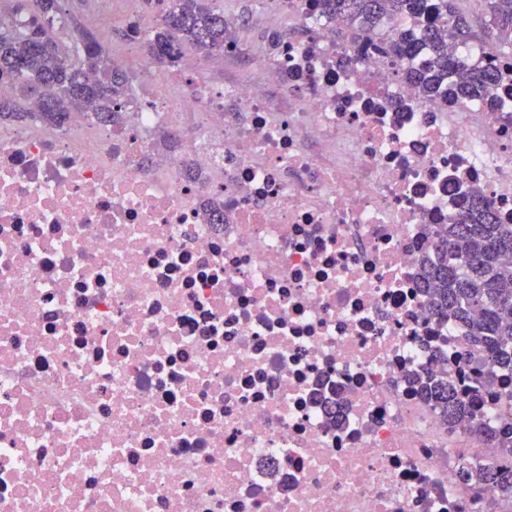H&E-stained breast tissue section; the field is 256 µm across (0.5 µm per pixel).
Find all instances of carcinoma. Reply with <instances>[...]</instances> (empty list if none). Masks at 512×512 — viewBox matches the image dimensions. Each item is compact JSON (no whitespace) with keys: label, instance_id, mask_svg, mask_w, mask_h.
I'll return each instance as SVG.
<instances>
[{"label":"carcinoma","instance_id":"carcinoma-1","mask_svg":"<svg viewBox=\"0 0 512 512\" xmlns=\"http://www.w3.org/2000/svg\"><path fill=\"white\" fill-rule=\"evenodd\" d=\"M17 24L0 25V79L12 81L14 95L0 98V123L37 119L64 127L80 114L98 124H118L119 110L131 93L128 75L112 63L91 31L80 30L66 43L59 32L66 25L60 0H7ZM218 0H146L158 11L156 23L140 32L121 28L127 39L143 41L148 56L161 66L175 67L191 48L203 58L224 53L234 44ZM323 14L339 17L345 28L360 34L384 33L391 52L411 54L418 42L428 46L430 65L409 71L422 99L476 98L488 92L500 75L481 62L458 55L473 37V24L458 0H320ZM490 23L487 38L512 46V0H484ZM453 27L456 41L442 32ZM37 100L33 113L26 103ZM423 288L433 316L462 322L467 336L492 366L512 371V224H499L484 198L476 194L453 224H440L421 260ZM426 401L451 425L473 418L474 400H465L442 375L418 380ZM493 449L461 478L474 493L493 483L512 498V421L493 432L475 430Z\"/></svg>","mask_w":512,"mask_h":512}]
</instances>
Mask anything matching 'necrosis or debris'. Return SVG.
Wrapping results in <instances>:
<instances>
[{"label": "necrosis or debris", "instance_id": "1", "mask_svg": "<svg viewBox=\"0 0 512 512\" xmlns=\"http://www.w3.org/2000/svg\"><path fill=\"white\" fill-rule=\"evenodd\" d=\"M287 9L232 80L139 57L122 128L0 124V512H512L458 477L512 374L418 271L471 191L512 224V54L488 101L425 103L426 55ZM420 392L426 401L439 409L441 416L451 425H457L473 418L474 400H465L442 375L431 374L419 378Z\"/></svg>", "mask_w": 512, "mask_h": 512}]
</instances>
